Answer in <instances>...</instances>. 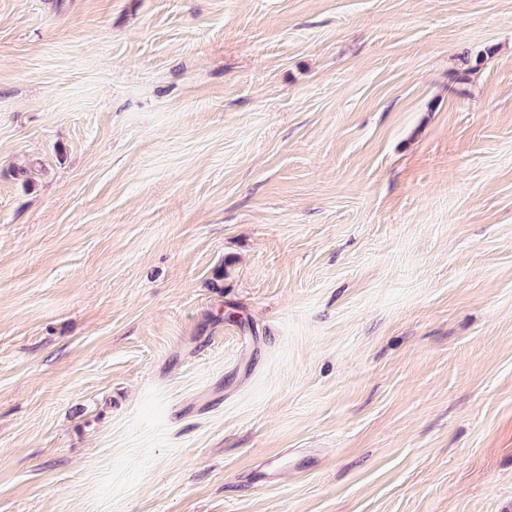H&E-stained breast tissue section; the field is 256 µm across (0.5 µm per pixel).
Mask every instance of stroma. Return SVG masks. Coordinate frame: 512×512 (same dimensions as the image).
<instances>
[{
  "mask_svg": "<svg viewBox=\"0 0 512 512\" xmlns=\"http://www.w3.org/2000/svg\"><path fill=\"white\" fill-rule=\"evenodd\" d=\"M0 512H512V0H0Z\"/></svg>",
  "mask_w": 512,
  "mask_h": 512,
  "instance_id": "35a3bbf8",
  "label": "stroma"
}]
</instances>
